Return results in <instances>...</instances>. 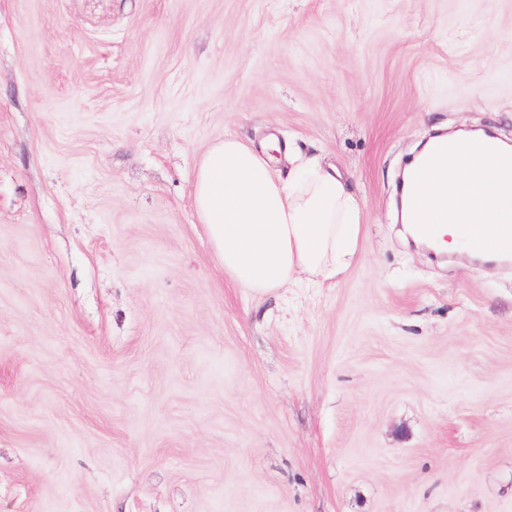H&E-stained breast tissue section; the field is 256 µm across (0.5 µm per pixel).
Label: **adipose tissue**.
Listing matches in <instances>:
<instances>
[{
	"mask_svg": "<svg viewBox=\"0 0 512 512\" xmlns=\"http://www.w3.org/2000/svg\"><path fill=\"white\" fill-rule=\"evenodd\" d=\"M192 199L225 273L258 295L335 281L357 252L358 201L314 159L282 176L252 145L227 137L203 154Z\"/></svg>",
	"mask_w": 512,
	"mask_h": 512,
	"instance_id": "1",
	"label": "adipose tissue"
}]
</instances>
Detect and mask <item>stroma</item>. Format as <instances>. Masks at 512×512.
Masks as SVG:
<instances>
[{
    "label": "stroma",
    "instance_id": "1",
    "mask_svg": "<svg viewBox=\"0 0 512 512\" xmlns=\"http://www.w3.org/2000/svg\"><path fill=\"white\" fill-rule=\"evenodd\" d=\"M460 131L512 143V0H0V512H512V265L396 219ZM227 136L350 185L335 283L224 273Z\"/></svg>",
    "mask_w": 512,
    "mask_h": 512
}]
</instances>
